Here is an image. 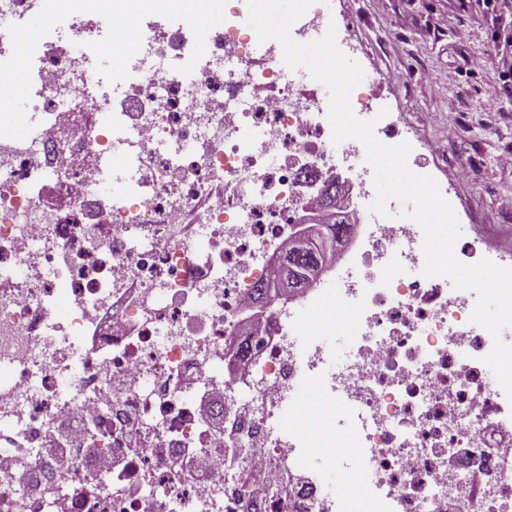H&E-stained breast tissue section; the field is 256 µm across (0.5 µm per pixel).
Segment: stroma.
<instances>
[{"instance_id": "obj_1", "label": "stroma", "mask_w": 512, "mask_h": 512, "mask_svg": "<svg viewBox=\"0 0 512 512\" xmlns=\"http://www.w3.org/2000/svg\"><path fill=\"white\" fill-rule=\"evenodd\" d=\"M335 11L354 21L351 58L391 78L386 108L423 143L413 172L438 171L489 240L511 243L512 176L498 160L512 147V79L492 59L466 65L492 51L491 18L474 0H335Z\"/></svg>"}]
</instances>
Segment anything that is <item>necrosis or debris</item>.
Wrapping results in <instances>:
<instances>
[{"instance_id": "obj_1", "label": "necrosis or debris", "mask_w": 512, "mask_h": 512, "mask_svg": "<svg viewBox=\"0 0 512 512\" xmlns=\"http://www.w3.org/2000/svg\"><path fill=\"white\" fill-rule=\"evenodd\" d=\"M247 17L229 0L188 75L190 27L145 17L108 110L89 47L103 17L73 14L37 45L33 129L0 137V512H512L493 338L470 321L474 292L423 276L413 220L355 223L364 251L334 255V281L242 322L341 167L376 195L363 145L332 141L327 87L284 79L281 45ZM332 305L340 362L311 330ZM133 418L131 451L116 436ZM346 424L366 470L330 492L324 451Z\"/></svg>"}]
</instances>
